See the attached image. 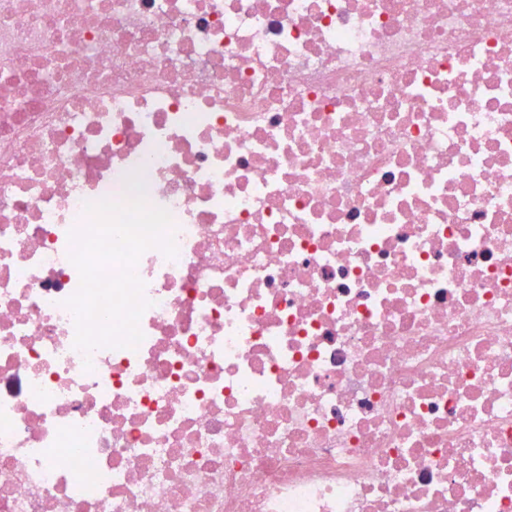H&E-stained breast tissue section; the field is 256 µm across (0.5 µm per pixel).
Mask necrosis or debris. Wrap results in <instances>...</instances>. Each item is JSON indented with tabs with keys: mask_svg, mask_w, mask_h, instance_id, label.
Listing matches in <instances>:
<instances>
[{
	"mask_svg": "<svg viewBox=\"0 0 512 512\" xmlns=\"http://www.w3.org/2000/svg\"><path fill=\"white\" fill-rule=\"evenodd\" d=\"M0 512H512V0H0Z\"/></svg>",
	"mask_w": 512,
	"mask_h": 512,
	"instance_id": "1",
	"label": "necrosis or debris"
}]
</instances>
